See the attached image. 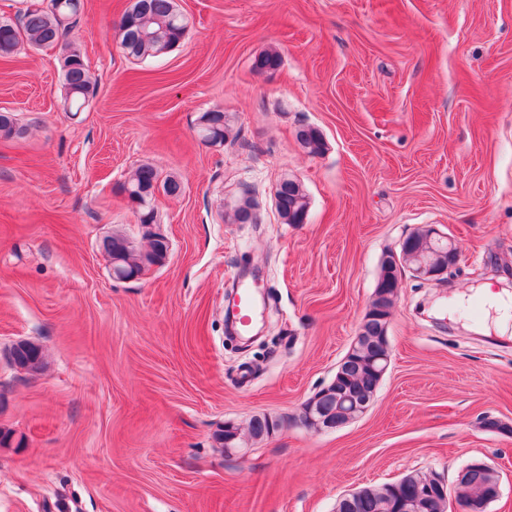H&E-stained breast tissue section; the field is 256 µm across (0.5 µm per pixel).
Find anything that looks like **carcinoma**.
I'll list each match as a JSON object with an SVG mask.
<instances>
[{"instance_id":"1","label":"carcinoma","mask_w":512,"mask_h":512,"mask_svg":"<svg viewBox=\"0 0 512 512\" xmlns=\"http://www.w3.org/2000/svg\"><path fill=\"white\" fill-rule=\"evenodd\" d=\"M82 10L81 0H51L47 8L26 9L16 19L0 18V57H11L28 46L40 49L59 43L62 37L74 27L76 17ZM187 26L184 14L178 10L175 0H135L131 9L125 11L118 23L121 46L126 53L135 58H154L161 45L176 46L182 39ZM281 58L275 53L262 52L254 60V69L270 71L277 69ZM62 71L67 97L68 111L79 112L95 95L96 85L91 81L86 64L73 50V44L63 45ZM214 121L219 123L218 131L211 132L205 128L198 129V136L206 139L213 134L226 139L230 117L223 111H217ZM22 129L17 126L16 119L9 112L0 113V136L4 138L17 137ZM302 148L310 155H319L324 148L321 132L316 128H308L298 136ZM161 183L163 192L175 195L181 190V183L174 176H162L160 170L150 163H143L132 171L129 178L121 184V191L127 188L150 187ZM309 201L302 184L294 180L283 190L282 208L278 215L285 224H291L299 216L308 214ZM411 248L401 257L402 263L411 265L415 257L431 250L434 243L427 240L424 233L417 231L409 236ZM110 245L103 248L110 262L120 261V265L131 272H140L154 263V255L163 250L160 241L150 242V249L142 252L134 248L127 237L121 232L109 236ZM358 365L348 375L345 385L348 389L373 393L377 391L376 378L369 365V356L358 355ZM17 365L24 367L31 362L43 366V355L40 348L32 343L24 347L16 356ZM277 427L275 421L267 417H256L251 421L249 434L254 439L270 435ZM494 477L487 472H474L471 480L461 489L460 497L465 499L482 498L485 486ZM386 487L383 485L371 487L368 499V512H389L383 498Z\"/></svg>"}]
</instances>
